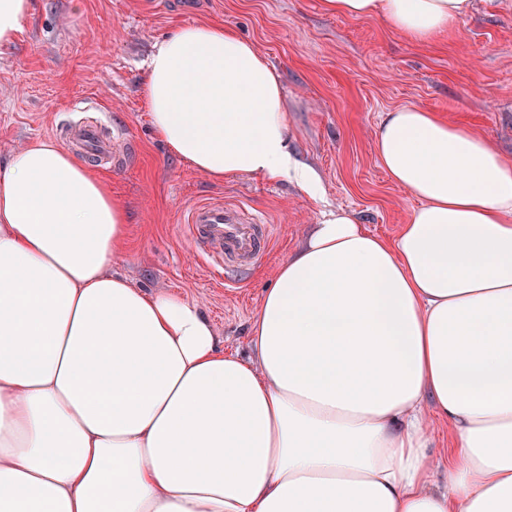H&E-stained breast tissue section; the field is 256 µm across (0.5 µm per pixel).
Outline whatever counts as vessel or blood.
<instances>
[{
  "instance_id": "vessel-or-blood-1",
  "label": "vessel or blood",
  "mask_w": 512,
  "mask_h": 512,
  "mask_svg": "<svg viewBox=\"0 0 512 512\" xmlns=\"http://www.w3.org/2000/svg\"><path fill=\"white\" fill-rule=\"evenodd\" d=\"M60 136L99 166H120L132 150L123 134L100 122L70 123L60 127ZM188 235L212 270L226 265L249 266L261 259L271 240V227L263 217L220 200H203L183 215Z\"/></svg>"
}]
</instances>
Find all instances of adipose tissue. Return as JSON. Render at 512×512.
Returning a JSON list of instances; mask_svg holds the SVG:
<instances>
[{
    "label": "adipose tissue",
    "mask_w": 512,
    "mask_h": 512,
    "mask_svg": "<svg viewBox=\"0 0 512 512\" xmlns=\"http://www.w3.org/2000/svg\"><path fill=\"white\" fill-rule=\"evenodd\" d=\"M417 42L472 0H323ZM215 181L313 173L231 28H178L142 85ZM419 205L392 241L339 209L280 264L250 357L198 302L112 271L126 210L48 140L0 170V512H512V160L408 106L373 133ZM448 424L447 459L429 452Z\"/></svg>",
    "instance_id": "adipose-tissue-1"
}]
</instances>
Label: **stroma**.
<instances>
[{"label":"stroma","instance_id":"35a3bbf8","mask_svg":"<svg viewBox=\"0 0 512 512\" xmlns=\"http://www.w3.org/2000/svg\"><path fill=\"white\" fill-rule=\"evenodd\" d=\"M232 26L267 57L285 97L294 158L318 179L231 176L216 183L156 136L142 84L155 45L175 28ZM417 106L468 127L512 157V0H473L469 16L426 43L376 19H350L321 0H31L15 41L0 46V168L57 124L98 120L139 151L105 171L127 211L128 248L115 273L146 292L201 304L226 350L250 354L252 319L277 266L322 211L344 208L381 237L397 236L418 201L392 183L373 148L385 112ZM220 198L266 217L275 240L247 270L215 278L180 223Z\"/></svg>","mask_w":512,"mask_h":512}]
</instances>
